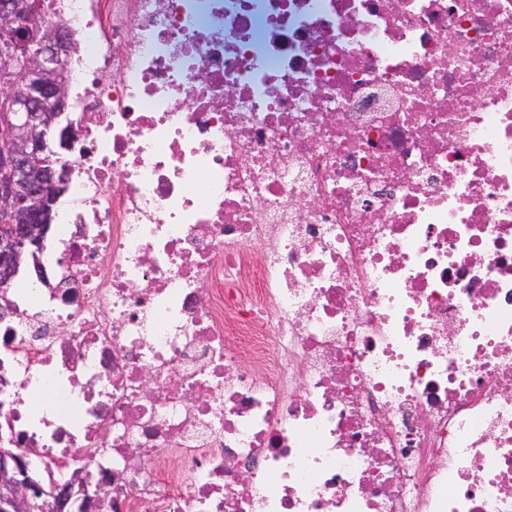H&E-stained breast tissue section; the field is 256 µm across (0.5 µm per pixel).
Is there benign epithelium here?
I'll return each mask as SVG.
<instances>
[{
    "mask_svg": "<svg viewBox=\"0 0 512 512\" xmlns=\"http://www.w3.org/2000/svg\"><path fill=\"white\" fill-rule=\"evenodd\" d=\"M74 50L71 31L43 19L41 0H0V284L37 254L66 188V170L51 148L53 124L69 111ZM101 499L76 476L46 488L32 474L29 454L0 449V512H88Z\"/></svg>",
    "mask_w": 512,
    "mask_h": 512,
    "instance_id": "obj_1",
    "label": "benign epithelium"
}]
</instances>
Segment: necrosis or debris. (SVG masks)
<instances>
[{"instance_id":"obj_1","label":"necrosis or debris","mask_w":512,"mask_h":512,"mask_svg":"<svg viewBox=\"0 0 512 512\" xmlns=\"http://www.w3.org/2000/svg\"><path fill=\"white\" fill-rule=\"evenodd\" d=\"M49 282L0 444L95 512H512V0H49Z\"/></svg>"}]
</instances>
